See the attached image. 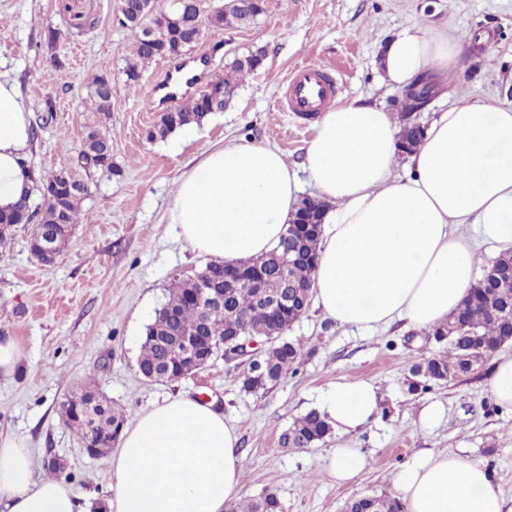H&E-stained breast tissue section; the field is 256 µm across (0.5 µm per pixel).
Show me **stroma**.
I'll use <instances>...</instances> for the list:
<instances>
[{"instance_id":"35a3bbf8","label":"stroma","mask_w":512,"mask_h":512,"mask_svg":"<svg viewBox=\"0 0 512 512\" xmlns=\"http://www.w3.org/2000/svg\"><path fill=\"white\" fill-rule=\"evenodd\" d=\"M121 7V0H0V75L15 81L30 114L45 100L56 104L55 124L30 146L35 173L65 167L84 179L76 155L87 121V84L96 74L121 81L130 50ZM444 27L466 33L471 44L446 92L437 93L419 122L430 124L459 89L511 106L512 0H269L251 26L207 28L186 64L200 87L222 75L229 59L259 48L266 53L262 69L244 78L224 111L164 140H149L145 131L169 105L174 61L156 60L138 89L114 91L109 130L121 176L94 177L68 246L53 263L32 256L28 224L14 227L0 258V336L15 337L23 351L14 373L0 375V436L29 448L35 478L45 477L41 460L52 454L71 473L86 512L108 501L106 459L89 458L60 415L66 396L91 383L131 419L176 396L213 402L239 437L241 499L272 493L283 512H342L353 497L392 495L394 472L422 450L484 464L512 499V412L498 408L489 393L493 358L431 390L411 391L412 365L444 351L424 330L399 322L363 333L309 307L287 334L303 351L296 373L255 392L241 384L244 358H217L173 382L146 379L137 368L146 327L168 288L208 261L169 222L181 175L212 148L246 142L277 148L301 169L313 124L280 106L284 81L304 63L335 65L339 102L368 97L399 114L401 91L382 78L385 43ZM56 58L62 69L53 68ZM149 96L156 100L152 112L143 109ZM341 379L377 387L375 420L345 438L334 433L310 448L281 447V433L318 409L321 393ZM431 402L443 405V421L420 428L418 413ZM346 440L370 455L371 466L353 484L339 486L324 464Z\"/></svg>"}]
</instances>
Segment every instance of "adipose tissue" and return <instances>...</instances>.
I'll return each instance as SVG.
<instances>
[{"label":"adipose tissue","instance_id":"obj_1","mask_svg":"<svg viewBox=\"0 0 512 512\" xmlns=\"http://www.w3.org/2000/svg\"><path fill=\"white\" fill-rule=\"evenodd\" d=\"M462 38L406 33L387 43L385 79L407 88L460 67ZM399 130L383 106L357 99L319 115L302 171L261 144L211 149L177 183L169 221L195 250L227 261L279 242L307 173L330 202L314 280L315 304L336 323L374 330L401 321L432 329L457 310L480 265V248L512 252V107L456 95L413 153H398ZM29 114L15 84L0 78V210L30 188L23 165ZM404 175H396V166ZM380 404L369 382L339 381L322 404L348 434ZM235 430L213 405L189 397L139 414L107 467L110 512H225L239 498L242 457ZM406 512H512L483 465L421 451L394 473ZM5 512H84L80 496L55 479H34L24 445L0 440Z\"/></svg>","mask_w":512,"mask_h":512}]
</instances>
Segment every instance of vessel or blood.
<instances>
[{"label": "vessel or blood", "mask_w": 512, "mask_h": 512, "mask_svg": "<svg viewBox=\"0 0 512 512\" xmlns=\"http://www.w3.org/2000/svg\"><path fill=\"white\" fill-rule=\"evenodd\" d=\"M338 95V85L330 65L297 67L288 78L283 107L310 120L330 106Z\"/></svg>", "instance_id": "b4317fda"}]
</instances>
